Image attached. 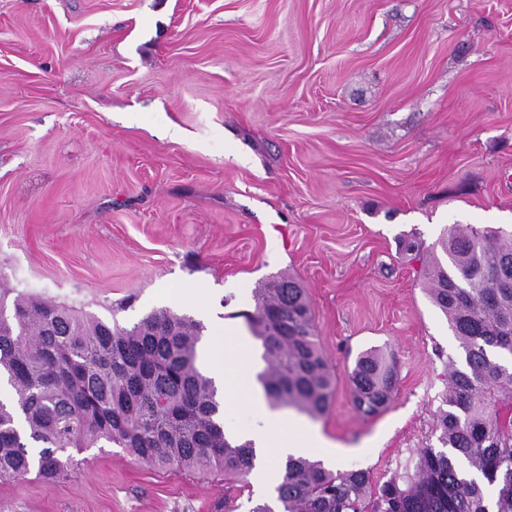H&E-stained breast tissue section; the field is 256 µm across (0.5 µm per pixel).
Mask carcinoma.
<instances>
[{
	"label": "carcinoma",
	"instance_id": "1",
	"mask_svg": "<svg viewBox=\"0 0 512 512\" xmlns=\"http://www.w3.org/2000/svg\"><path fill=\"white\" fill-rule=\"evenodd\" d=\"M446 260L425 271L432 304L464 354L448 360L434 413L440 447L427 446L375 483L368 472L326 469L288 457L278 509L252 512H512V232L453 227L439 240ZM0 289V376L14 388L0 402V480L36 472L72 476L69 450L115 444L159 469L220 474L244 488L255 468L252 443L224 433L221 403L199 358L201 321L167 308L131 327L31 294ZM243 314L261 341L258 375L270 404L311 418L330 408L336 378L315 340L305 289L273 276ZM357 411L370 416L397 391L379 351L362 353L349 375Z\"/></svg>",
	"mask_w": 512,
	"mask_h": 512
}]
</instances>
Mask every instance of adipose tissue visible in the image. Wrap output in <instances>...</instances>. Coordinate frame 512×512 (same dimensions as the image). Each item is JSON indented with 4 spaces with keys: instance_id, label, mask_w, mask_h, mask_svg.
I'll return each instance as SVG.
<instances>
[{
    "instance_id": "ef3b65f1",
    "label": "adipose tissue",
    "mask_w": 512,
    "mask_h": 512,
    "mask_svg": "<svg viewBox=\"0 0 512 512\" xmlns=\"http://www.w3.org/2000/svg\"><path fill=\"white\" fill-rule=\"evenodd\" d=\"M201 364L222 390L224 412L232 414L238 402H246L261 417L272 416L263 391L257 390L254 376L259 369L252 339L233 326H216L210 341L202 350ZM284 429L298 432L297 440L285 442L265 429L240 431L231 429L227 435L238 440L252 441L266 458L286 461L288 456L302 455L307 447L309 432L295 417H276Z\"/></svg>"
}]
</instances>
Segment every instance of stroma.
<instances>
[{"label":"stroma","instance_id":"stroma-1","mask_svg":"<svg viewBox=\"0 0 512 512\" xmlns=\"http://www.w3.org/2000/svg\"><path fill=\"white\" fill-rule=\"evenodd\" d=\"M454 224L512 230V0H0V282L243 329L255 288L294 278L336 377L307 424L339 470L381 482L437 443L462 353L407 245ZM370 349L398 387L365 417ZM74 459L0 480V512H251L281 473ZM357 411L370 416L385 408L397 391V377L380 351L362 353L349 375Z\"/></svg>","mask_w":512,"mask_h":512}]
</instances>
